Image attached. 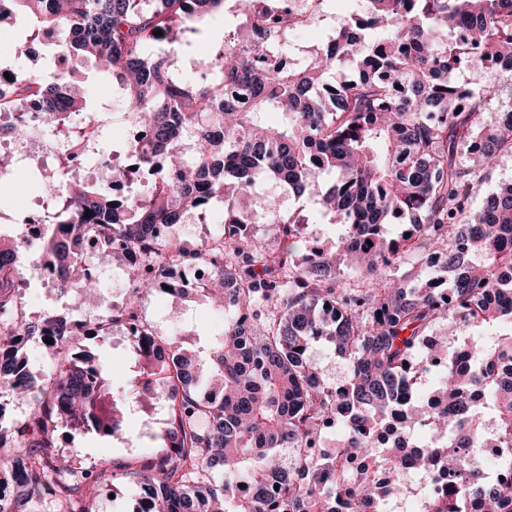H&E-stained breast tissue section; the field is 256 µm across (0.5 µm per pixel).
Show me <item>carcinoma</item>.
Here are the masks:
<instances>
[{"mask_svg":"<svg viewBox=\"0 0 512 512\" xmlns=\"http://www.w3.org/2000/svg\"><path fill=\"white\" fill-rule=\"evenodd\" d=\"M4 0L0 23L17 13L37 20L29 38L61 31L55 52L70 76L46 81L34 71L0 90V113L24 131L35 103L48 132L72 142L75 117L93 120L84 151L103 154L106 111L86 112L75 63L105 68L127 120L150 128L130 151L142 167L180 173L147 184L124 207L109 188L64 177L66 191L43 183L65 211L39 246L51 272L74 263L78 240L100 243L96 258L115 265L135 253L125 306L100 312L97 338L134 316L142 294L161 286L166 263L207 264L210 281L169 282L170 294H197L224 309V331L206 350L159 336L143 323L129 337L132 378L112 389L105 363L72 335L73 316L56 308L30 319L18 304L26 243L0 250V398L19 388L35 406L0 457V482L16 487L0 512H38L52 498L103 494V474L76 471L82 449L62 453L57 433L94 434L101 448L130 434L156 449L136 473L132 512H374L401 496L402 449L440 482L427 486L425 512H512V182L469 200L483 171L512 153V118L488 108L497 96L483 61L512 70V0H361L337 21L328 43L300 64L268 62L293 14L270 0H237L239 28L215 50L208 79L177 72L166 42L190 46L200 24L226 0ZM467 72L463 81L458 73ZM247 96V103L230 95ZM281 115L277 124L269 113ZM266 178L316 198L339 227L332 247L308 244L309 217L269 200L258 213L237 205ZM224 200V225L193 253L163 234L185 216L206 217ZM469 221L459 223L463 214ZM271 224L278 246L253 232ZM443 263L426 277L399 274L426 246ZM448 323V335L435 328ZM57 332L58 358L42 385L23 357ZM326 342L349 376L332 387L310 356ZM495 408L501 475L481 477L483 405ZM341 427L344 454L325 452ZM291 452L281 463L279 452Z\"/></svg>","mask_w":512,"mask_h":512,"instance_id":"cac0c4a2","label":"carcinoma"}]
</instances>
